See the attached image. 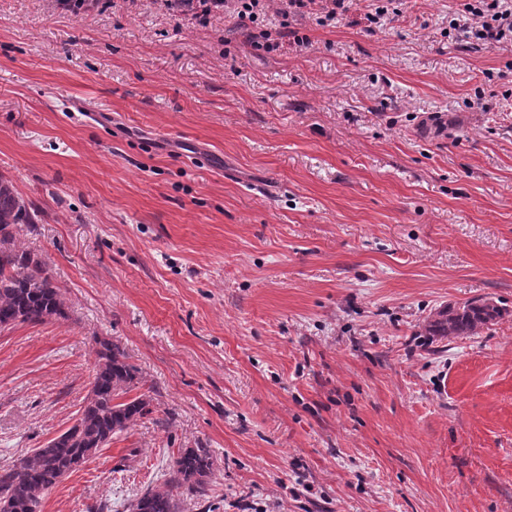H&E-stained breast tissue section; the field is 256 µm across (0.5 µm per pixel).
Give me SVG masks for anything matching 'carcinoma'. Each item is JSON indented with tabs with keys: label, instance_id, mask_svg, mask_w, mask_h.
Instances as JSON below:
<instances>
[{
	"label": "carcinoma",
	"instance_id": "obj_1",
	"mask_svg": "<svg viewBox=\"0 0 512 512\" xmlns=\"http://www.w3.org/2000/svg\"><path fill=\"white\" fill-rule=\"evenodd\" d=\"M39 216L13 183L0 177V328L66 316L64 294L54 284L46 260L15 243L21 225L36 224ZM505 313L497 303L480 299L438 311L427 330L431 336H472ZM98 345L96 374L75 423L33 454L0 467V512H38L45 492L109 444L113 435L153 413V397H128L145 385L140 369L119 345L106 340ZM212 475L209 451L186 448L170 477L134 499L129 512H180L176 490L203 493Z\"/></svg>",
	"mask_w": 512,
	"mask_h": 512
}]
</instances>
